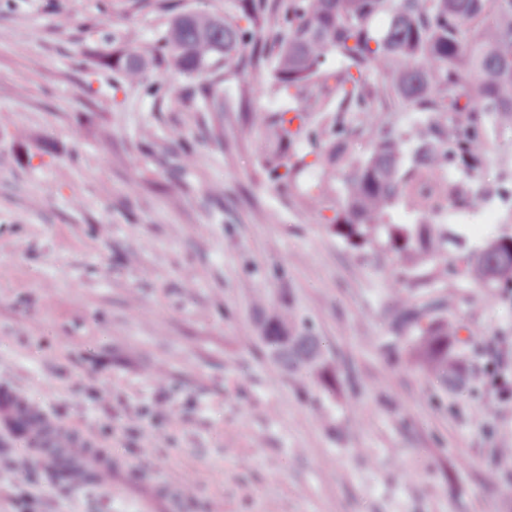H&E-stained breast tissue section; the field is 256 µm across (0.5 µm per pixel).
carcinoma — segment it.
I'll use <instances>...</instances> for the list:
<instances>
[{
    "instance_id": "obj_1",
    "label": "carcinoma",
    "mask_w": 512,
    "mask_h": 512,
    "mask_svg": "<svg viewBox=\"0 0 512 512\" xmlns=\"http://www.w3.org/2000/svg\"><path fill=\"white\" fill-rule=\"evenodd\" d=\"M381 16L386 23L378 31L374 21ZM331 56L342 68H326ZM151 58L193 80L192 91L147 80ZM98 65L146 97L179 100L189 94L215 112L224 111L218 77L271 68L277 90L301 105L267 122L262 167L277 183L291 182L307 166L306 155L291 146L302 134L316 144V133L303 121L306 113L322 109L315 90L334 82L341 97L337 111L358 113L359 124L350 130L336 119L325 161L343 171L344 199L329 222L352 247L384 240L386 250L412 270L436 263L450 240L446 225L427 218L441 197L469 208L481 205L462 183L437 194L432 177L448 169L476 174L487 154L488 123L512 128V0H238L232 18L178 13L156 44L114 49L100 55ZM371 73L383 80L382 88L368 87ZM396 104L418 112L408 138L375 120V113ZM354 134L368 137L371 150L364 159L348 155ZM402 199L421 220H393L391 209ZM458 262L463 276L483 288H512V236ZM495 270L499 277H490ZM256 308L259 340L282 370L312 375L326 391H335L336 369L291 301L260 298ZM404 329L412 332L406 349L413 369L445 389L468 374L457 322L438 305L400 297L397 330Z\"/></svg>"
}]
</instances>
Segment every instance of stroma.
Listing matches in <instances>:
<instances>
[{
  "mask_svg": "<svg viewBox=\"0 0 512 512\" xmlns=\"http://www.w3.org/2000/svg\"><path fill=\"white\" fill-rule=\"evenodd\" d=\"M155 0H0V391L96 440L112 487H76L0 429V512H512V457L483 390L443 392L394 329L396 293L465 326L475 373L512 374V302L426 266L405 273L329 226L344 193L323 165L262 169L281 111L270 71L225 77L229 109L114 89L95 54L145 46ZM484 197L512 186V129L488 128ZM188 142L194 161L172 171ZM321 185L323 199L303 192ZM451 229L470 251L512 210ZM290 292L340 384H298L258 346L253 299ZM178 413L168 419V410Z\"/></svg>",
  "mask_w": 512,
  "mask_h": 512,
  "instance_id": "35a3bbf8",
  "label": "stroma"
}]
</instances>
